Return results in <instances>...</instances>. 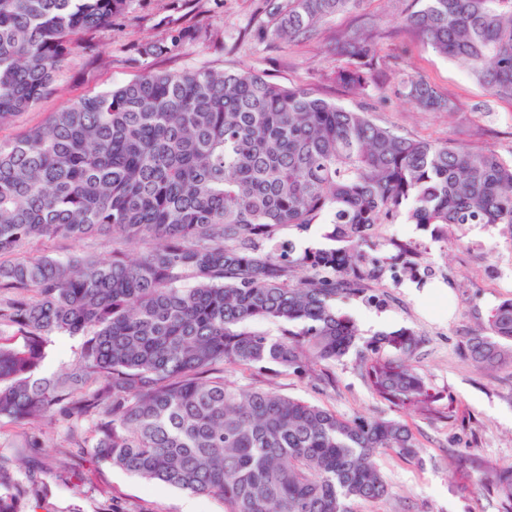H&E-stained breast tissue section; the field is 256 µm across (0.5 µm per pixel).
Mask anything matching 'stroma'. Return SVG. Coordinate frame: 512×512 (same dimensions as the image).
<instances>
[{
	"label": "stroma",
	"mask_w": 512,
	"mask_h": 512,
	"mask_svg": "<svg viewBox=\"0 0 512 512\" xmlns=\"http://www.w3.org/2000/svg\"><path fill=\"white\" fill-rule=\"evenodd\" d=\"M411 0H365L356 10L330 19L312 40L288 45L267 36L272 17L265 0H132L128 12L98 33L99 56L90 61L74 52L54 91L0 126L8 142L45 123L51 112L126 83L150 71H182L202 66L247 68L288 87L312 89L330 102L362 110L378 123L417 139L455 140L512 159V100L492 95L455 62L435 53L401 18ZM379 26L380 63L365 89L337 82L338 39L364 26ZM185 31L178 53L143 54L166 25ZM423 79L451 98L454 110L422 112L391 88L401 76ZM385 237L411 242L421 276L411 279L391 263L390 247L376 251L388 265L381 280L337 300L359 329V347L378 333L401 328L421 339L415 365L441 396L435 411L402 409L377 397L364 379L357 353L316 366L310 374L227 369V382L246 387L265 382L284 396L325 405L348 418H396L413 429L421 452L405 460L381 456L378 465L391 487L389 498L357 512H498L479 479L485 465L512 466V368H476L467 351L470 336L487 324L499 303L512 298V232L502 224H458L438 241L414 224H385ZM112 248L107 233L75 242L46 238L24 246V257L68 259L75 254L103 257ZM443 283L450 301L429 297L424 288ZM381 319L368 327L369 318ZM70 420L55 415L19 429L0 423V491L24 497L27 512H224L216 497L192 494L147 481L124 470L93 463L90 444L71 445Z\"/></svg>",
	"instance_id": "obj_1"
}]
</instances>
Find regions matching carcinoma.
Listing matches in <instances>:
<instances>
[{
  "label": "carcinoma",
  "mask_w": 512,
  "mask_h": 512,
  "mask_svg": "<svg viewBox=\"0 0 512 512\" xmlns=\"http://www.w3.org/2000/svg\"><path fill=\"white\" fill-rule=\"evenodd\" d=\"M364 0H285L271 37L294 44ZM131 0H0V124L49 93L75 47L95 52ZM402 23L437 54L512 99V0H411ZM168 29L147 55L178 50ZM336 80L363 88L378 62L371 28L343 39ZM395 93L423 112L452 101L419 78ZM512 232V160L407 137L304 88L248 70L149 72L0 142V419L61 409L89 428L94 462L224 502V512H355L390 495L377 464L418 456L397 419L348 418L224 369L303 373L357 348L336 300L381 278L379 225ZM318 225L329 248L281 239ZM107 231L142 256L17 260L33 241ZM271 324L259 331L254 324ZM84 337L78 363L38 376L51 336ZM420 338L383 335L361 356L373 393L399 408L441 400L413 365ZM478 368L512 366V299L468 340ZM481 483L512 512V467Z\"/></svg>",
  "instance_id": "1"
}]
</instances>
